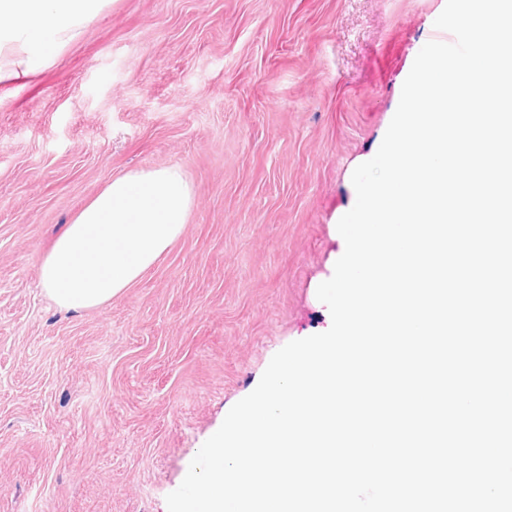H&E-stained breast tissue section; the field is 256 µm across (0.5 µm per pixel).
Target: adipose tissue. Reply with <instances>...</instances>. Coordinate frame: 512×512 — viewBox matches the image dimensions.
<instances>
[{"instance_id":"1","label":"adipose tissue","mask_w":512,"mask_h":512,"mask_svg":"<svg viewBox=\"0 0 512 512\" xmlns=\"http://www.w3.org/2000/svg\"><path fill=\"white\" fill-rule=\"evenodd\" d=\"M111 5L112 0H0V81H22L52 67ZM193 205L180 167L112 178L43 258L46 292L69 310L110 303L180 237Z\"/></svg>"}]
</instances>
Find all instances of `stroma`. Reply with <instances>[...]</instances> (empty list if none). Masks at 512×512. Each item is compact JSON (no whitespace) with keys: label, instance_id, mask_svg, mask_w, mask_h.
Returning a JSON list of instances; mask_svg holds the SVG:
<instances>
[{"label":"stroma","instance_id":"obj_1","mask_svg":"<svg viewBox=\"0 0 512 512\" xmlns=\"http://www.w3.org/2000/svg\"><path fill=\"white\" fill-rule=\"evenodd\" d=\"M446 0H118L57 64L0 84V512H167L317 297ZM181 167L182 235L112 302L39 265L112 177Z\"/></svg>","mask_w":512,"mask_h":512}]
</instances>
